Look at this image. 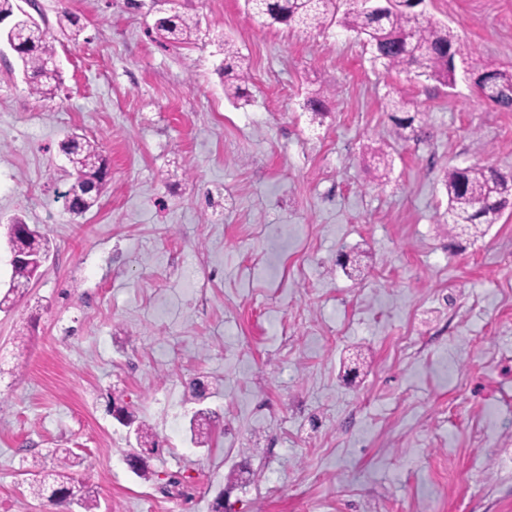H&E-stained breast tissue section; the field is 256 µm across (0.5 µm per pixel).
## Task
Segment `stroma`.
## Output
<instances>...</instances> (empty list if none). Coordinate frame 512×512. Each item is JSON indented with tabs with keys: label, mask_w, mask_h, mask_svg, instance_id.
<instances>
[{
	"label": "stroma",
	"mask_w": 512,
	"mask_h": 512,
	"mask_svg": "<svg viewBox=\"0 0 512 512\" xmlns=\"http://www.w3.org/2000/svg\"><path fill=\"white\" fill-rule=\"evenodd\" d=\"M18 3L47 21L61 81L31 94L0 45V296L11 219L50 241L0 312V512H62L26 474L54 448L80 457L96 512H512V203L452 239L443 185L454 167L512 176V109L462 72L450 88L386 69L340 25L265 26L244 0H175L200 29L177 47L151 0ZM423 10L460 60L512 70V0ZM228 38L251 72L238 102ZM75 130L109 162L80 217L59 151ZM357 252L351 278L339 260ZM112 398L155 434L149 479ZM201 408L219 427L197 448ZM239 52L229 40H224V95L233 99L243 98L246 94V85L251 80L247 70L241 64Z\"/></svg>",
	"instance_id": "stroma-1"
}]
</instances>
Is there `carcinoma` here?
I'll use <instances>...</instances> for the list:
<instances>
[{"label":"carcinoma","instance_id":"obj_1","mask_svg":"<svg viewBox=\"0 0 512 512\" xmlns=\"http://www.w3.org/2000/svg\"><path fill=\"white\" fill-rule=\"evenodd\" d=\"M348 4L339 12L340 3ZM250 11L269 25L322 28L341 23L347 29L365 38L371 45L374 60L387 69H415L437 82L452 86L456 81V67L448 61V52L455 49L457 34L445 24L433 22L410 7L398 8L382 15L364 12L361 0H245ZM0 20L10 27L0 33V41L18 44L16 53L34 94L47 95L60 80L58 71L49 70L54 57L52 41L47 31L32 16L17 9L16 0H0ZM156 32L170 44H183L199 30L192 18L177 12L162 16L155 22ZM224 95L240 99L246 94L251 80L240 64L234 44L224 41ZM483 93L495 104L512 108V72L493 71V80L484 86ZM60 151L67 157L73 170V182L64 197L69 199V210L82 216L97 205L107 176L108 162L96 141L82 134L72 133L60 143ZM444 186L448 196V235L476 236L481 226L497 223L501 212L512 198V177L479 166L452 168L445 173ZM12 249L34 258L32 264L12 266L11 289L23 292L49 256L47 237L38 230L10 239ZM212 421L209 413L199 412L190 420L191 440L203 444L202 424ZM76 466L67 449L50 451L35 461L31 493L37 497L64 485L69 491L70 503L83 512L97 508L93 491L75 483L70 469Z\"/></svg>","mask_w":512,"mask_h":512}]
</instances>
